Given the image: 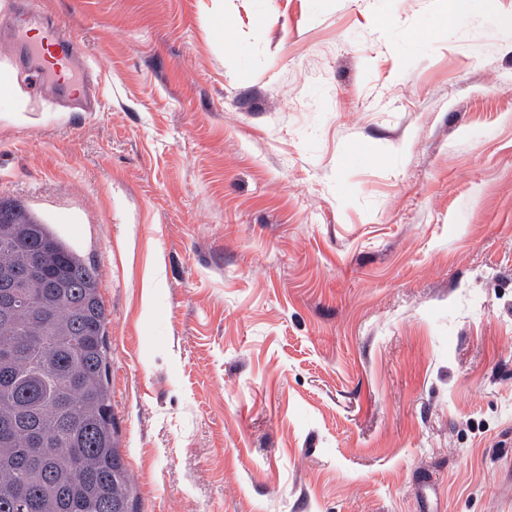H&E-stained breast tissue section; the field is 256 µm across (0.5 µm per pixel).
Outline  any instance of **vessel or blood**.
I'll list each match as a JSON object with an SVG mask.
<instances>
[{
    "mask_svg": "<svg viewBox=\"0 0 512 512\" xmlns=\"http://www.w3.org/2000/svg\"><path fill=\"white\" fill-rule=\"evenodd\" d=\"M37 23L34 15L18 9L8 24L12 42L26 47L37 61L34 92L59 91L70 101L88 107L94 96L92 70L83 61L77 40L56 27L45 29L39 39H29L28 31Z\"/></svg>",
    "mask_w": 512,
    "mask_h": 512,
    "instance_id": "1",
    "label": "vessel or blood"
}]
</instances>
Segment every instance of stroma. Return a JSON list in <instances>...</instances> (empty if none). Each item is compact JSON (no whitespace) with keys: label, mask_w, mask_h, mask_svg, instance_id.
Here are the masks:
<instances>
[{"label":"stroma","mask_w":512,"mask_h":512,"mask_svg":"<svg viewBox=\"0 0 512 512\" xmlns=\"http://www.w3.org/2000/svg\"><path fill=\"white\" fill-rule=\"evenodd\" d=\"M0 196L97 268L141 512H512V0H0ZM35 25H38L35 15L24 9L15 10L8 24L12 44L26 47L38 61L33 91L40 94L60 91L84 110L94 98V84L92 70L83 61L77 40L56 27L45 29L37 40H28L29 28ZM40 75L48 76L49 81H42Z\"/></svg>","instance_id":"35a3bbf8"}]
</instances>
